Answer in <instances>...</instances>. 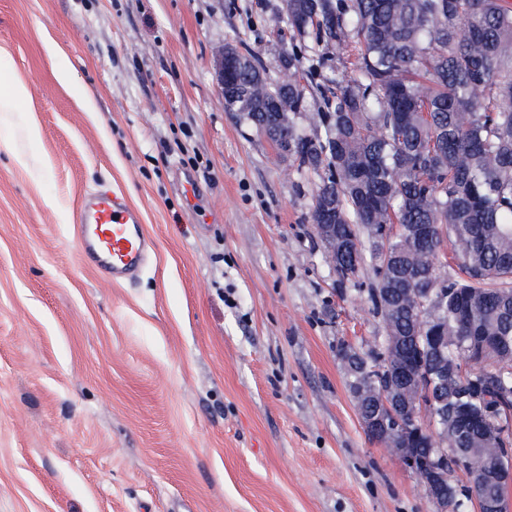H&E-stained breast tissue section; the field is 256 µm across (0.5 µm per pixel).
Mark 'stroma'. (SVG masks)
Returning a JSON list of instances; mask_svg holds the SVG:
<instances>
[{
	"mask_svg": "<svg viewBox=\"0 0 512 512\" xmlns=\"http://www.w3.org/2000/svg\"><path fill=\"white\" fill-rule=\"evenodd\" d=\"M281 6L0 0V512H435L337 356L383 333L371 268L340 282L311 177L224 109L217 51L276 76ZM99 188L142 215L134 282L74 233Z\"/></svg>",
	"mask_w": 512,
	"mask_h": 512,
	"instance_id": "35a3bbf8",
	"label": "stroma"
}]
</instances>
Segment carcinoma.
I'll return each mask as SVG.
<instances>
[{"instance_id":"cac0c4a2","label":"carcinoma","mask_w":512,"mask_h":512,"mask_svg":"<svg viewBox=\"0 0 512 512\" xmlns=\"http://www.w3.org/2000/svg\"><path fill=\"white\" fill-rule=\"evenodd\" d=\"M277 25L294 40L278 76L238 49L224 111L258 129L282 104L286 160L313 177L311 222L336 213L335 237L321 240L333 269L344 282L369 266L372 311L391 306L365 368H346L355 410L376 407L397 365L386 338L404 337L402 355L423 362L422 394L389 420L394 447L421 457L480 449L459 458L465 480L443 487L448 512H463L491 493L481 472L512 468V435L486 445L468 425L512 411V10L502 0H283ZM353 44L352 69L336 75ZM308 92L321 99L309 133L295 122ZM418 224L436 225L432 237L417 240ZM459 294L502 348L470 346ZM420 412L439 445L402 428Z\"/></svg>"}]
</instances>
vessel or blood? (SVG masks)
Masks as SVG:
<instances>
[{
    "mask_svg": "<svg viewBox=\"0 0 512 512\" xmlns=\"http://www.w3.org/2000/svg\"><path fill=\"white\" fill-rule=\"evenodd\" d=\"M74 230L85 256L112 281L136 276L147 262L141 216L116 193L86 196Z\"/></svg>",
    "mask_w": 512,
    "mask_h": 512,
    "instance_id": "b4317fda",
    "label": "vessel or blood"
}]
</instances>
